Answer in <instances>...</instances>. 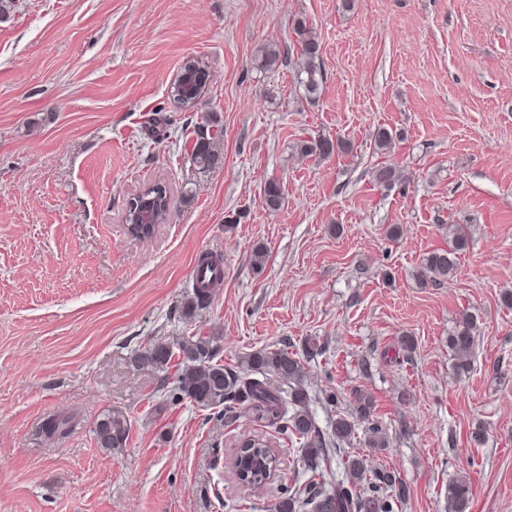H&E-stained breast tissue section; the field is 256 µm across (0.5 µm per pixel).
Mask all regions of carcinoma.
I'll return each instance as SVG.
<instances>
[{
  "label": "carcinoma",
  "mask_w": 512,
  "mask_h": 512,
  "mask_svg": "<svg viewBox=\"0 0 512 512\" xmlns=\"http://www.w3.org/2000/svg\"><path fill=\"white\" fill-rule=\"evenodd\" d=\"M301 47L302 72L306 74L308 92L318 89L321 74L316 61L320 44L314 32L299 21L294 26ZM259 66L272 68L282 62L280 52L264 46L257 54ZM350 144L339 137L318 136L300 144V151L308 156L327 159L349 151ZM194 161L203 168L218 164L220 157L214 143L202 136L193 147ZM377 182L392 186L399 172L390 164L374 171ZM263 200L267 208L278 210L283 204L279 183H266ZM449 246L427 253L422 259L419 277L422 283L439 284L456 275L458 253L468 247V235L460 224L448 225ZM212 286L194 288L187 309L202 310L211 301ZM479 331L476 316L464 313L448 332V349L456 357L454 368L458 373L471 370V354ZM179 356L177 380L172 400L187 399L202 407H224V419L232 422L240 417L265 427L291 432L303 441L305 458L311 463V476L304 488L281 497L270 506L269 512H398L406 497V486L396 475L372 469L364 459L354 457L344 462L347 481L336 483L319 470V460L328 456L331 448L341 449L356 435V424L340 415L332 425L331 433L324 435L316 427L309 410L311 396L303 386V364L297 354L286 349H260L242 361L246 371L226 367L216 359L217 351L209 336H185L171 343H152L138 350L131 358L137 366L148 365L159 371L170 369L173 356ZM355 414L367 422L365 441L373 448L386 446V436L378 419L374 418L372 401L358 396ZM78 424L73 414H55L46 419L43 430L49 436L65 435ZM129 418L119 410L109 409L97 420L93 434L99 447L118 450L126 447L129 438ZM247 456L274 461L272 449L259 438H250L235 452L234 467L242 469ZM473 489L469 478L460 475L448 484V512H468Z\"/></svg>",
  "instance_id": "obj_1"
}]
</instances>
